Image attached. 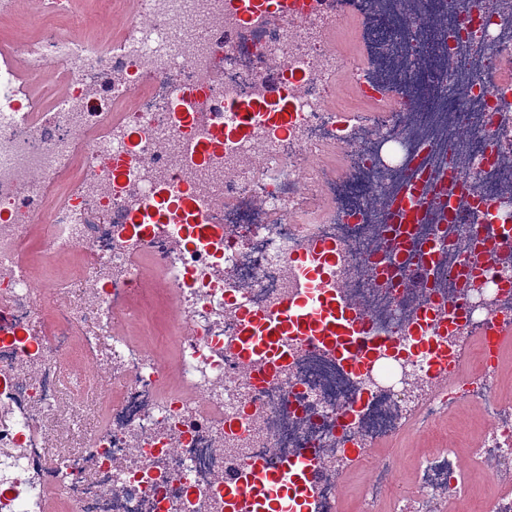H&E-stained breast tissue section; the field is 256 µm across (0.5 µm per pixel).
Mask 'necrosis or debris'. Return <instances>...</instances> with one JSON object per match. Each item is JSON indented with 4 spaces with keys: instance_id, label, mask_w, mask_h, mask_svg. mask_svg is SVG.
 Instances as JSON below:
<instances>
[{
    "instance_id": "4bbe7bcc",
    "label": "necrosis or debris",
    "mask_w": 512,
    "mask_h": 512,
    "mask_svg": "<svg viewBox=\"0 0 512 512\" xmlns=\"http://www.w3.org/2000/svg\"><path fill=\"white\" fill-rule=\"evenodd\" d=\"M399 18L385 36L400 65L394 87L425 82V105L387 92L369 68L329 51L311 27L287 19L246 26L224 0H135L119 52L49 29L12 44L28 75L60 73L48 88L52 113L19 111L24 88L14 65H0V512H48L56 493L66 512H236L224 476L254 461L332 449L339 455L408 422L431 429L438 414L478 406L488 427L471 456L512 476V404L493 379L502 346L479 339L493 316L512 318V270L463 275L454 259L430 267L431 282L463 279L447 291L450 313L427 331L423 350H406L357 371L321 345L289 342L286 367L271 381L245 376L233 342L242 309L264 312L298 285L296 255L313 242L343 250L331 283L368 316L373 335L404 337L424 300L401 290L419 254L442 243L479 252L512 236V20L496 0H389ZM277 72L295 114L288 135L267 121L280 105L263 98ZM342 74L371 105L373 132L360 114L339 124L329 104ZM206 78L209 111L179 120L175 101ZM235 97L257 110L255 132L197 159L188 148L224 117ZM267 154L255 163L257 144ZM344 168L323 165L328 150ZM133 168L113 180L112 160ZM431 193L446 176L459 186L447 205L407 234L375 240L389 213L369 210L403 195L415 172ZM181 186L206 198L205 223L222 236L190 246L168 225L139 240L125 224L153 192ZM44 259L31 288L23 261L30 238ZM391 246L392 286L371 262ZM163 275L166 325L156 333L139 259ZM477 349H470V341ZM476 370L417 398L432 356ZM103 417L77 449L49 454L87 400ZM455 448L421 461L419 512L441 495L468 503L473 485Z\"/></svg>"
}]
</instances>
